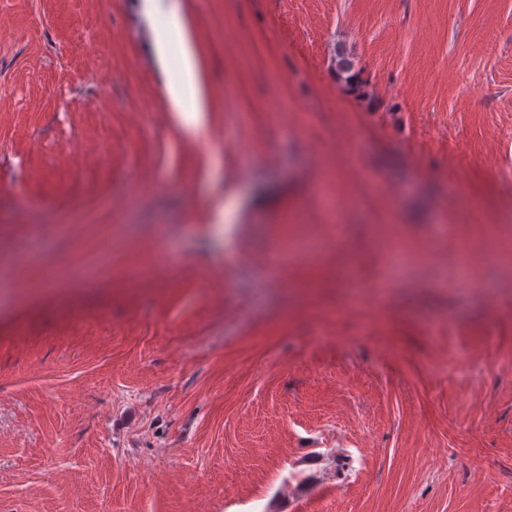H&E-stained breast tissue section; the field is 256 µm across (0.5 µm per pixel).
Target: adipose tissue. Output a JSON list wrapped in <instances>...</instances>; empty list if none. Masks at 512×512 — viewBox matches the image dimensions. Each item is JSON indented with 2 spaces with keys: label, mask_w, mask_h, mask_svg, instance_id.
<instances>
[{
  "label": "adipose tissue",
  "mask_w": 512,
  "mask_h": 512,
  "mask_svg": "<svg viewBox=\"0 0 512 512\" xmlns=\"http://www.w3.org/2000/svg\"><path fill=\"white\" fill-rule=\"evenodd\" d=\"M155 23L151 27L152 42L159 62H167L173 47L181 49V66L177 79L167 83L166 93L173 111L184 124L198 127L206 106L201 98L197 61L189 46L178 0H144Z\"/></svg>",
  "instance_id": "1"
}]
</instances>
